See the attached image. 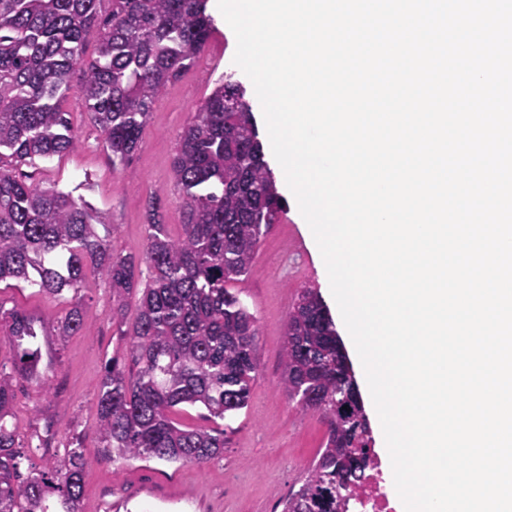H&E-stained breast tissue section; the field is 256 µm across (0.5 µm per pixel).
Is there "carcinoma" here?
I'll return each instance as SVG.
<instances>
[{"mask_svg": "<svg viewBox=\"0 0 512 512\" xmlns=\"http://www.w3.org/2000/svg\"><path fill=\"white\" fill-rule=\"evenodd\" d=\"M91 29L96 56L84 59ZM214 30L206 0H0V283H26L59 296L81 286L92 262L112 285V322L126 358L104 366L96 394L102 459L141 458L202 467L224 455V431L186 428L180 405H201L232 420L247 406L258 374L259 320L229 287L251 275L262 240L278 222L276 182L263 153L245 89L224 73L183 128L171 169L182 198L180 236H170L159 195L146 203L142 256L110 248L106 214L71 194L44 188L21 167L75 149L61 107L68 77L83 70L81 92L112 164L140 146L154 102L204 51ZM103 232H98V229ZM149 268L140 285V263ZM139 295L131 331L126 299ZM12 356L0 361V512H81L91 461L80 435L49 469L20 471L15 383L36 380L34 318L0 310ZM85 326L74 307L60 321L65 339ZM282 389L296 408L321 416L322 448L282 512H353L373 462L369 424L333 319L317 291L302 288L288 312Z\"/></svg>", "mask_w": 512, "mask_h": 512, "instance_id": "carcinoma-1", "label": "carcinoma"}]
</instances>
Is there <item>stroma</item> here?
<instances>
[{
    "label": "stroma",
    "mask_w": 512,
    "mask_h": 512,
    "mask_svg": "<svg viewBox=\"0 0 512 512\" xmlns=\"http://www.w3.org/2000/svg\"><path fill=\"white\" fill-rule=\"evenodd\" d=\"M208 11L215 29L205 51L156 101L140 147L123 165H113L93 127L81 94L83 72L74 69L63 100L79 136L78 146L39 164L33 177L46 188L83 197L106 212L112 223L115 252L142 253L145 246L144 204L152 194L165 203L171 236L182 232L180 195L170 167L176 140L191 121L216 79L232 67L236 42L224 28L215 0ZM324 290L323 272L301 228L295 200H288L262 241L255 271L238 289L256 311L260 324L258 375L248 404L231 423L209 418L200 406L175 414L189 428L224 431V455L205 466L135 459L101 462L95 432L96 393L106 360L124 346L112 323V289L96 271H88L78 291L62 297L43 294L28 284H0V307L22 309L36 318L41 349L40 372L52 379L51 390L36 395L33 383L19 381L13 424L20 442L52 429L50 447L20 461L21 471L44 468L65 453L72 433H80L91 459L82 512H282L278 501L296 491L326 434L323 419L298 411L281 387V352L285 324L299 288ZM81 305L87 323L76 335L60 338L57 325L72 305Z\"/></svg>",
    "instance_id": "obj_1"
}]
</instances>
